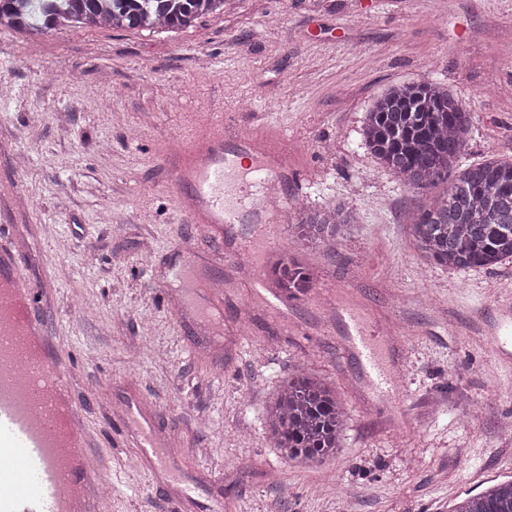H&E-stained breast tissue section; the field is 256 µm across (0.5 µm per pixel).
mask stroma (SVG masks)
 <instances>
[{
    "instance_id": "1",
    "label": "stroma",
    "mask_w": 512,
    "mask_h": 512,
    "mask_svg": "<svg viewBox=\"0 0 512 512\" xmlns=\"http://www.w3.org/2000/svg\"><path fill=\"white\" fill-rule=\"evenodd\" d=\"M437 82L473 116L465 163L512 161V0H235L184 29L64 26L29 41L0 31V193L31 248L22 278L46 284L35 315L72 373L71 393L108 453V512H166L185 485L220 512H451L459 495L512 477V369L482 324L498 318L512 261L453 272L421 257L408 228L425 197L361 145L373 101L396 84ZM225 108L251 125L266 113L302 173L290 208L328 202L359 222L335 250L291 245L313 278L276 325L256 293L273 238L238 224L253 262H216L212 229L185 223L165 157L195 122ZM231 289L222 336L167 303L176 247ZM348 291L368 321L397 319L405 367L387 391L338 352ZM498 322V321H497ZM334 388L347 409L342 449L287 461L265 421L298 372ZM141 392L177 465L160 480L131 467L114 401Z\"/></svg>"
}]
</instances>
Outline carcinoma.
<instances>
[{
  "label": "carcinoma",
  "mask_w": 512,
  "mask_h": 512,
  "mask_svg": "<svg viewBox=\"0 0 512 512\" xmlns=\"http://www.w3.org/2000/svg\"><path fill=\"white\" fill-rule=\"evenodd\" d=\"M30 0H0V29L34 26ZM230 0H46L37 25L112 29H182L224 12ZM473 132L466 103L430 82L395 85L366 112L362 144L400 184L427 197L413 217L414 250L452 271L492 267L512 259V161L462 164ZM358 213L341 203L290 214L296 244L336 249ZM269 273L290 298L311 287L309 271L293 255ZM346 408L322 379L305 372L285 383L267 408V429L286 460L321 461L340 450ZM454 512H512V478L460 502Z\"/></svg>",
  "instance_id": "1"
}]
</instances>
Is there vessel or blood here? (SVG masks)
<instances>
[{
  "instance_id": "b4317fda",
  "label": "vessel or blood",
  "mask_w": 512,
  "mask_h": 512,
  "mask_svg": "<svg viewBox=\"0 0 512 512\" xmlns=\"http://www.w3.org/2000/svg\"><path fill=\"white\" fill-rule=\"evenodd\" d=\"M234 112H218L209 129L185 135L172 156L171 186L186 195L185 219L216 227L246 222L277 223L279 209L267 201L253 209L245 201L248 183L287 180L295 167L283 134L260 138L242 134L239 153L250 158L239 166L238 153L224 147L225 127L238 124ZM20 249L0 251V512H101L84 487L93 478L86 465L95 440L81 408L72 400L68 370L55 354L26 356L29 343L45 340L46 329L33 315L42 290L17 273ZM349 353L365 361L377 378L389 380L385 344L368 332L359 310L347 308ZM155 415L138 394L126 398L119 422L131 435L143 468L169 472L157 443Z\"/></svg>"
}]
</instances>
